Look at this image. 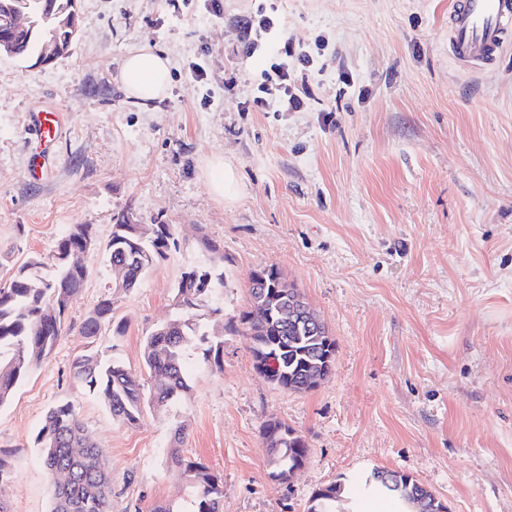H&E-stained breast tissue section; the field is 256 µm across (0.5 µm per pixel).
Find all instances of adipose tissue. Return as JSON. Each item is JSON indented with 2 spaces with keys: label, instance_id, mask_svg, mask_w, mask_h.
I'll return each mask as SVG.
<instances>
[{
  "label": "adipose tissue",
  "instance_id": "obj_1",
  "mask_svg": "<svg viewBox=\"0 0 512 512\" xmlns=\"http://www.w3.org/2000/svg\"><path fill=\"white\" fill-rule=\"evenodd\" d=\"M170 60L147 45L131 51L122 66L128 96L147 102L162 98L167 90Z\"/></svg>",
  "mask_w": 512,
  "mask_h": 512
}]
</instances>
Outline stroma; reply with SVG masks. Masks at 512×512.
Returning a JSON list of instances; mask_svg holds the SVG:
<instances>
[{
    "mask_svg": "<svg viewBox=\"0 0 512 512\" xmlns=\"http://www.w3.org/2000/svg\"><path fill=\"white\" fill-rule=\"evenodd\" d=\"M262 2L223 0L218 18L201 0H78L68 55L46 66L0 56V283L72 225L104 242L121 213L173 224L179 250L116 297L127 331L102 344L141 365L144 336L202 259V232L224 248V311L206 324H226L247 305L251 272L276 267L335 339L332 370L315 389L282 390L228 334L223 371L194 355L176 407L114 421L69 377L78 327L113 279L103 254L88 256L59 343L0 407L11 512H50L34 439L67 400L105 452L112 512H190L192 487L165 464L175 421L188 426L184 455L223 477L224 512H307L318 488L377 468L417 479L448 512H512V49L462 69L448 40L454 0H284L288 34L317 67L309 96L298 112H248L269 53L241 55L238 19ZM143 44L171 61L166 96L146 104L122 83ZM194 62L206 87L186 77ZM40 107L67 124L56 166L32 181ZM217 156L238 170L231 204L208 185ZM272 417L309 446L286 483L271 477L261 436Z\"/></svg>",
    "mask_w": 512,
    "mask_h": 512,
    "instance_id": "obj_1",
    "label": "stroma"
}]
</instances>
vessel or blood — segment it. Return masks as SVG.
<instances>
[{
	"label": "vessel or blood",
	"instance_id": "vessel-or-blood-1",
	"mask_svg": "<svg viewBox=\"0 0 512 512\" xmlns=\"http://www.w3.org/2000/svg\"><path fill=\"white\" fill-rule=\"evenodd\" d=\"M449 42L456 61L476 69L512 46V0H458L448 26ZM63 115L41 109L31 115L37 140L29 161V174L37 178L54 163V144L61 132Z\"/></svg>",
	"mask_w": 512,
	"mask_h": 512
}]
</instances>
